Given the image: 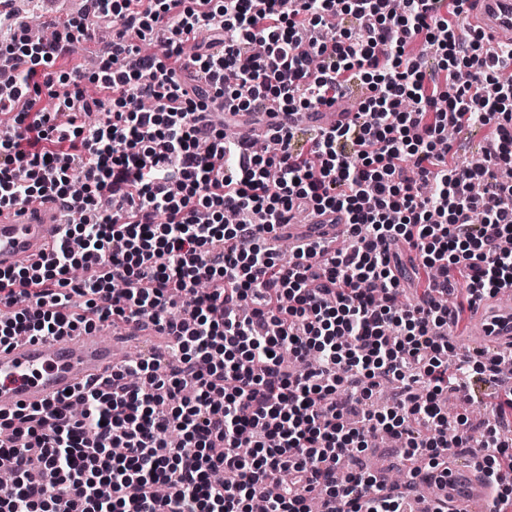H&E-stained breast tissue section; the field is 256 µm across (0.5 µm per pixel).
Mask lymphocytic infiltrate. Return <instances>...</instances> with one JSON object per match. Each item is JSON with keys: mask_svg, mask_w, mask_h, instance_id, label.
<instances>
[{"mask_svg": "<svg viewBox=\"0 0 512 512\" xmlns=\"http://www.w3.org/2000/svg\"><path fill=\"white\" fill-rule=\"evenodd\" d=\"M468 2L404 0L397 13L392 0H86L41 42L0 11L12 70L0 209L70 202L76 172L85 195L39 262L0 270V346L140 320L168 339L110 380L0 413L15 473L0 512H252L285 470L293 479L267 512H310L319 498L327 512H403L402 495L346 465L379 430L428 471L468 449L501 485L512 449L496 431L512 427V395L478 439L440 402L500 382L512 359L448 363L460 311L444 297L472 306L512 287V185L500 177L512 167V44L464 29ZM104 28L99 69L55 72ZM353 87L354 120L305 151L279 128L278 152L257 154L206 113L214 96L233 113L317 112ZM90 112L102 120L86 125ZM490 123L483 164L437 152L448 129ZM325 210L344 216L349 246L310 237L278 263L295 215ZM397 244L439 272L420 297L401 286ZM384 381L400 387L377 414L368 404Z\"/></svg>", "mask_w": 512, "mask_h": 512, "instance_id": "obj_1", "label": "lymphocytic infiltrate"}]
</instances>
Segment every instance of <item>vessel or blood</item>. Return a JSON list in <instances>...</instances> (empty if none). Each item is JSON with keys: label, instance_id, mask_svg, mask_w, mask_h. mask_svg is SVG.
Returning <instances> with one entry per match:
<instances>
[{"label": "vessel or blood", "instance_id": "b4317fda", "mask_svg": "<svg viewBox=\"0 0 512 512\" xmlns=\"http://www.w3.org/2000/svg\"><path fill=\"white\" fill-rule=\"evenodd\" d=\"M470 21L490 44L512 43V0H473ZM349 112L327 117L323 112H268L262 123L252 117L240 119L238 134L247 139L264 136L267 127L296 126L317 133L328 121L345 124ZM64 222L60 203L45 198L0 210V269L32 262L47 251ZM314 224L324 225L330 235H345L347 227L336 215L312 214L305 223L288 227L289 237L307 233ZM138 322L125 325L122 335L102 340L97 332L63 335L49 340L24 338L0 346V410L16 405L41 406L66 391L91 380L103 381L120 366L122 353L141 336ZM470 348L496 352L512 347V290L485 300L472 320ZM434 498L448 503V512H488L494 485L470 460L449 457L448 471L441 479H428Z\"/></svg>", "mask_w": 512, "mask_h": 512}]
</instances>
